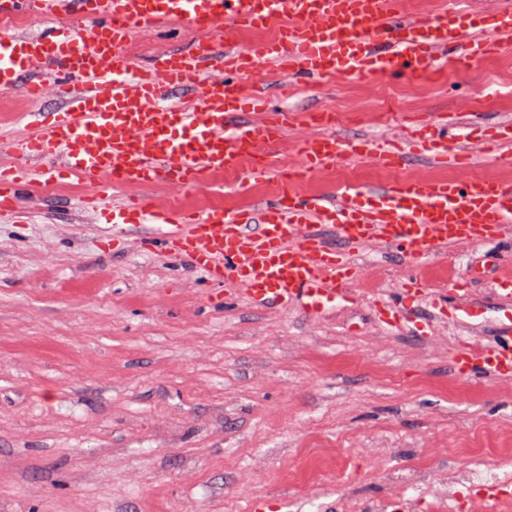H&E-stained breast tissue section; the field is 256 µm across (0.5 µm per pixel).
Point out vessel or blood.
I'll use <instances>...</instances> for the list:
<instances>
[{"label": "vessel or blood", "mask_w": 512, "mask_h": 512, "mask_svg": "<svg viewBox=\"0 0 512 512\" xmlns=\"http://www.w3.org/2000/svg\"><path fill=\"white\" fill-rule=\"evenodd\" d=\"M290 24L257 49L224 40L236 25H261L281 14ZM50 20L43 34L0 30V85L23 83L29 98L54 87L58 105L27 113L28 135L14 151L46 163L41 173L0 167V214L16 212L35 178L89 186L84 205L98 206L114 232L143 231L146 248L192 261L207 282L233 279L258 309L296 305L316 315L350 301L362 274L355 254L377 242L417 265L440 248L465 241L512 247V186L476 176V158L512 146V123L482 126L418 119L398 140H347L331 115L324 130L299 145V169L313 174L348 155L396 166L414 154L455 163L448 182H396L376 190L344 187L318 196L277 192L259 212L185 215L165 201L129 196L102 208L113 187L166 180L171 192L201 186L204 174L231 166L243 153L260 161L253 173H276L274 149L292 117L270 109L264 61L283 79L348 74L389 77L426 73L444 62L461 67L512 42V0L494 10L436 19H405L397 0H0V19ZM71 26H61V19ZM172 23L211 33L210 41L135 69L123 46L133 31ZM410 279L379 297L376 313L391 324L413 321L426 291ZM463 376L512 377V312L493 340L464 343L453 358Z\"/></svg>", "instance_id": "obj_1"}]
</instances>
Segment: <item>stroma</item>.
Masks as SVG:
<instances>
[{
    "label": "stroma",
    "mask_w": 512,
    "mask_h": 512,
    "mask_svg": "<svg viewBox=\"0 0 512 512\" xmlns=\"http://www.w3.org/2000/svg\"><path fill=\"white\" fill-rule=\"evenodd\" d=\"M197 40L186 25L138 31L126 53L145 66ZM269 96L295 116L283 162L298 160L312 113L379 114L336 129L384 140L406 119L455 112L463 98L494 124L512 120V48L465 69L398 79L275 77ZM0 102L13 112L0 124V164L13 165L12 141L26 131L19 114L50 110L54 97L34 102L21 86H0ZM406 173L448 181L457 168L344 156L316 191L378 187ZM262 183L277 181L241 170L184 195L249 209L268 200ZM78 200L35 185L21 195V216L0 215V512H249L259 497L272 512H337L344 497L384 495L388 476L409 466L429 477L493 469L495 486L512 497V464L495 468L492 449L473 444L482 431L512 430V378L465 377L451 363L459 344L499 331L497 270L468 281L461 298L478 317L429 320L423 297L424 332L373 316L377 288L420 275L447 291L468 280L469 261L486 246L454 244L422 267L365 246L356 259L367 276L352 283L353 299L311 317L252 307L235 281L208 283L190 262L142 248L138 234L113 236ZM317 441L347 467L316 473L297 491L285 474Z\"/></svg>",
    "instance_id": "1"
}]
</instances>
